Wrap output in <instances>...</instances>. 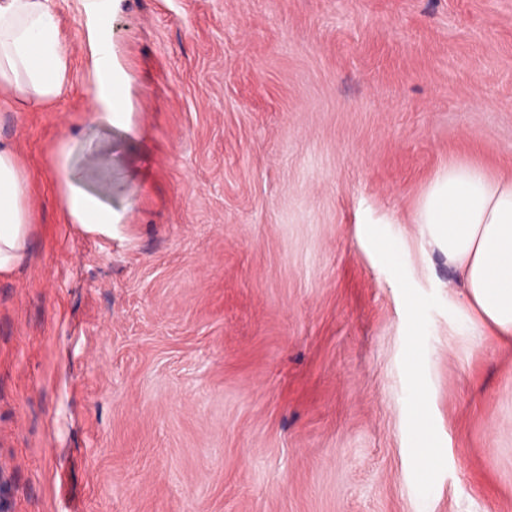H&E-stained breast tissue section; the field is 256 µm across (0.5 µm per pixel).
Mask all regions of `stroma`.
<instances>
[{
  "instance_id": "obj_1",
  "label": "stroma",
  "mask_w": 512,
  "mask_h": 512,
  "mask_svg": "<svg viewBox=\"0 0 512 512\" xmlns=\"http://www.w3.org/2000/svg\"><path fill=\"white\" fill-rule=\"evenodd\" d=\"M56 12L67 92L0 105L35 224L0 276V512H512V340L450 335L413 221L448 161L512 174V0H112L110 239L53 174L93 132L90 20ZM412 400L413 406L417 410L416 429L421 443V446L417 448L420 470L423 474L429 475L439 462L440 456L433 429L424 414L428 395L418 380L413 385Z\"/></svg>"
}]
</instances>
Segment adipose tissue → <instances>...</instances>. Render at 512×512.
I'll return each mask as SVG.
<instances>
[{"mask_svg": "<svg viewBox=\"0 0 512 512\" xmlns=\"http://www.w3.org/2000/svg\"><path fill=\"white\" fill-rule=\"evenodd\" d=\"M90 47L92 123L101 131L128 127V87L114 74L112 42L95 32ZM69 76V55L60 38L54 0H0V91L18 103L39 105L62 96ZM111 167V151L88 150L77 164L65 148L55 169L64 188L68 220L106 237L118 231V218L111 204L88 190L87 183L91 169ZM24 170L19 153L0 144V275L13 272L30 248L32 221L24 206L29 191ZM414 221L424 225L465 291L457 330L479 325L491 335L511 338L512 175L494 174L472 162H449L428 182ZM412 400L418 412L420 469L428 475L439 452L424 415L428 395L421 383H414Z\"/></svg>", "mask_w": 512, "mask_h": 512, "instance_id": "adipose-tissue-1", "label": "adipose tissue"}]
</instances>
